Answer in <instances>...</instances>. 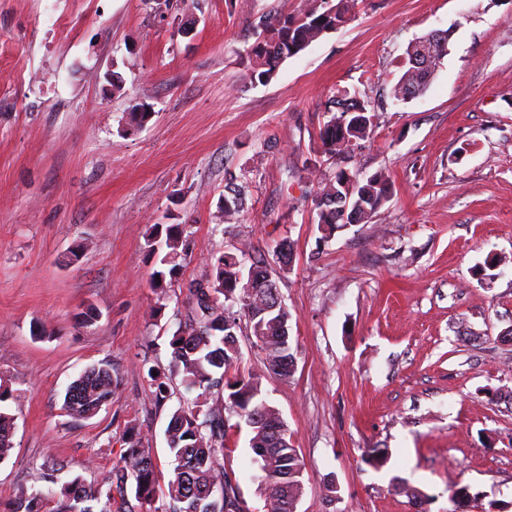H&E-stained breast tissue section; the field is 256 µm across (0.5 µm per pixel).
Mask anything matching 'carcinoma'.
Wrapping results in <instances>:
<instances>
[{
  "mask_svg": "<svg viewBox=\"0 0 512 512\" xmlns=\"http://www.w3.org/2000/svg\"><path fill=\"white\" fill-rule=\"evenodd\" d=\"M355 6L356 0H302V6L290 13L262 17L256 39L243 58L245 78L252 85L269 84L288 59L303 52L323 34L350 22ZM420 54L435 62L443 59L448 54V35L408 47L406 69L393 87L396 99L404 101L409 92L418 94L430 83L433 72L411 65V58ZM328 112L330 116L319 132V154L340 158L368 137L374 115L369 102L351 97L347 92L343 98L331 101ZM321 167L322 162L315 158L309 160L304 171L307 177L317 180L313 205L318 226L330 234L336 225L344 223L330 205L340 185H351L352 195L360 201L356 211L358 223L371 217L391 192L389 179L381 172L361 180L344 168L337 169L331 177ZM245 205L243 189L224 197L222 222L236 221ZM161 245L166 247V253L159 258L160 268L151 274V287L162 297L171 288H178L188 314L187 321L169 341V369L158 365L149 367V385L160 404L169 400L174 376L181 377L186 390H197L199 394L193 402L178 406L170 414L165 438L174 467L164 492L169 503L154 512H240L238 486L225 468V460L231 453L228 446L234 427L231 420L235 417L250 429V448L261 471L264 512H296L303 488V462L292 446L274 445L275 435L285 423L273 406L260 399L259 377L237 373L239 349L234 346L233 337L224 335L226 319L234 318L233 330L237 332L241 320H246L255 345L263 353L265 372L270 377L288 379L290 348L283 345L281 336L288 327L290 313L286 308L274 307V297L264 287L271 271L243 243L233 252L212 254L206 277L176 285L175 272L180 261L188 256L182 225H153L147 238L149 252L157 253ZM248 261L255 267V288L245 286ZM236 306L239 310L235 312ZM118 383L112 363L94 364L66 389L63 410L74 417L90 418L112 402ZM215 391L223 393L219 405L209 403ZM12 424V417L0 411V463L9 458L13 448L9 438ZM61 469V463L46 457L36 469L33 484L18 492L6 512H93L87 503L101 499L105 504L100 512H126L130 486L142 503L149 505L155 497L153 449L143 437L122 450L120 466L105 489L86 485L78 478L58 492L36 487L38 483H56Z\"/></svg>",
  "mask_w": 512,
  "mask_h": 512,
  "instance_id": "obj_1",
  "label": "carcinoma"
}]
</instances>
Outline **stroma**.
I'll use <instances>...</instances> for the list:
<instances>
[{
    "mask_svg": "<svg viewBox=\"0 0 512 512\" xmlns=\"http://www.w3.org/2000/svg\"><path fill=\"white\" fill-rule=\"evenodd\" d=\"M300 3L0 0V382L14 394L0 409L15 418L0 503L49 456L61 481L104 480L136 431L166 486L170 409L194 395L176 381L158 406L141 371L169 365L185 314L172 298L152 316L145 236L180 224L179 281L244 238L291 314L294 371L263 376L261 396L304 463L297 512H414L413 490L449 512L461 486L468 512H512V0H358L351 22L250 85L241 58L261 16ZM436 31L447 56L423 93L396 100L408 46ZM341 90L375 111L348 170L385 172L393 193L325 240L303 163ZM140 103L153 116L133 129ZM233 175L248 210L220 226ZM107 359L121 378L111 403L67 415V386ZM249 437L233 435L228 467L263 512ZM368 448L388 462L366 463Z\"/></svg>",
    "mask_w": 512,
    "mask_h": 512,
    "instance_id": "35a3bbf8",
    "label": "stroma"
}]
</instances>
